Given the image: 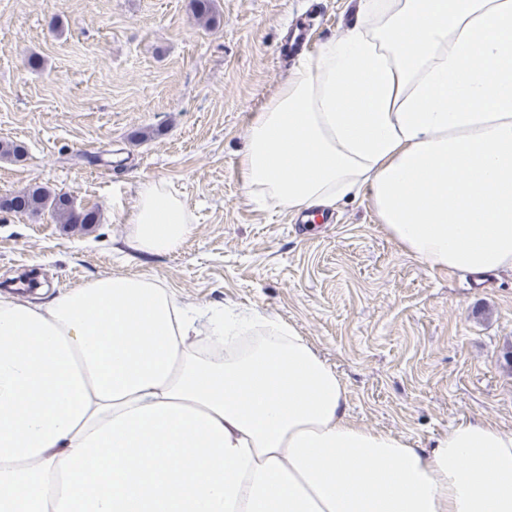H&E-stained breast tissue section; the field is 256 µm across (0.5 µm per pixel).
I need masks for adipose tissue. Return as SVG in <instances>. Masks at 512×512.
<instances>
[{
  "mask_svg": "<svg viewBox=\"0 0 512 512\" xmlns=\"http://www.w3.org/2000/svg\"><path fill=\"white\" fill-rule=\"evenodd\" d=\"M239 163L251 201L317 212L363 191L429 269H512V0H358ZM192 231L139 184L131 247ZM0 512H512V430L463 417L417 448L365 428L292 325L111 274L0 294Z\"/></svg>",
  "mask_w": 512,
  "mask_h": 512,
  "instance_id": "obj_1",
  "label": "adipose tissue"
}]
</instances>
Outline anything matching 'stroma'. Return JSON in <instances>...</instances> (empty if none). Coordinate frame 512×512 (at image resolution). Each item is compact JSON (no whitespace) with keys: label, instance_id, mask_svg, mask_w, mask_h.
Listing matches in <instances>:
<instances>
[{"label":"stroma","instance_id":"35a3bbf8","mask_svg":"<svg viewBox=\"0 0 512 512\" xmlns=\"http://www.w3.org/2000/svg\"><path fill=\"white\" fill-rule=\"evenodd\" d=\"M356 0H216L196 24L189 0H0V196L38 183L96 209L64 230L50 213L0 212V286L33 299L117 272L203 305L254 307L293 324L345 380L356 423L426 448L462 416L512 430V270L484 287L408 256L365 196L326 222L296 223L248 201L239 167L248 125L294 60L288 29L340 37ZM137 131L148 139L134 140ZM166 184L195 216L173 253L125 242L139 183Z\"/></svg>","mask_w":512,"mask_h":512}]
</instances>
